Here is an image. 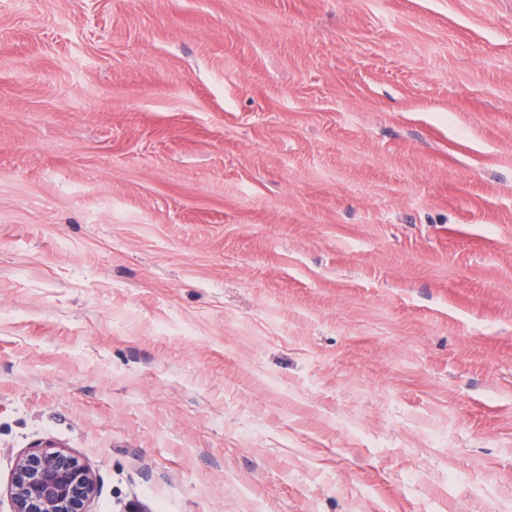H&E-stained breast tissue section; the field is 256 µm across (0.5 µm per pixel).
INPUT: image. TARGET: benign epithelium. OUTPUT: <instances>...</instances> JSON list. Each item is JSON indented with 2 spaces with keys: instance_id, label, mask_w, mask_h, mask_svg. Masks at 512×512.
<instances>
[{
  "instance_id": "obj_1",
  "label": "benign epithelium",
  "mask_w": 512,
  "mask_h": 512,
  "mask_svg": "<svg viewBox=\"0 0 512 512\" xmlns=\"http://www.w3.org/2000/svg\"><path fill=\"white\" fill-rule=\"evenodd\" d=\"M97 494L90 468L54 445L18 455L8 485L11 512H90Z\"/></svg>"
}]
</instances>
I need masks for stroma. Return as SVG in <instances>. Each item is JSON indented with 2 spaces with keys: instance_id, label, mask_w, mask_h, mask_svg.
<instances>
[{
  "instance_id": "35a3bbf8",
  "label": "stroma",
  "mask_w": 512,
  "mask_h": 512,
  "mask_svg": "<svg viewBox=\"0 0 512 512\" xmlns=\"http://www.w3.org/2000/svg\"><path fill=\"white\" fill-rule=\"evenodd\" d=\"M512 512V0H0V512ZM7 492L11 512H90L98 482L71 451L45 445L17 456Z\"/></svg>"
}]
</instances>
